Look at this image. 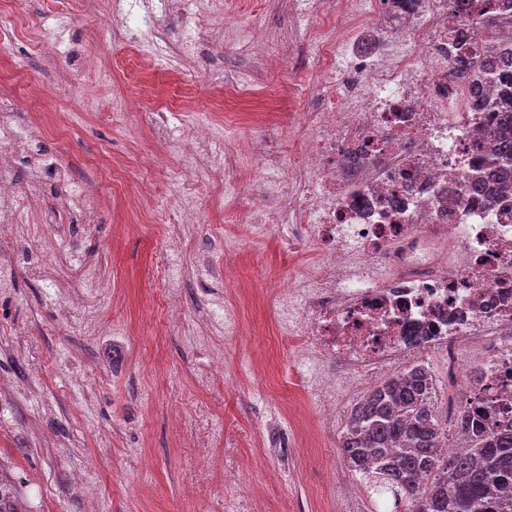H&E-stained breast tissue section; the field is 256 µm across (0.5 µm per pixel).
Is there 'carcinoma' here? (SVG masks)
<instances>
[{
	"label": "carcinoma",
	"mask_w": 512,
	"mask_h": 512,
	"mask_svg": "<svg viewBox=\"0 0 512 512\" xmlns=\"http://www.w3.org/2000/svg\"><path fill=\"white\" fill-rule=\"evenodd\" d=\"M512 39L509 22L490 4L480 8L473 34L450 42L451 74L483 96L482 57ZM501 69L502 92L492 108L493 150L485 175L467 191L485 200L512 181V76ZM433 383L424 365L383 381L351 410L342 439L349 467L388 493L406 512H512V430L486 431L468 407L456 422L465 436L461 452L441 457L445 435L432 402Z\"/></svg>",
	"instance_id": "1"
}]
</instances>
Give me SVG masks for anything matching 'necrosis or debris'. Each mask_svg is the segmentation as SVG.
Here are the masks:
<instances>
[{"label": "necrosis or debris", "instance_id": "4bbe7bcc", "mask_svg": "<svg viewBox=\"0 0 512 512\" xmlns=\"http://www.w3.org/2000/svg\"><path fill=\"white\" fill-rule=\"evenodd\" d=\"M178 11L182 33L170 43L165 18ZM295 21L318 18L345 34L310 45L330 77L319 109L295 110L310 136L289 161L300 189L268 181L262 210L234 207L235 221L265 235L271 224H296L323 261L311 279L283 280L278 295L286 335L298 358L318 363L304 394L329 405L337 386L396 369L415 353L444 360L448 379L465 383L468 407L486 430L512 428V187L494 202L466 188L492 148L479 132L499 94L485 84L475 109L467 84L450 75L448 0H289ZM382 16L390 39L360 53L349 40ZM149 22L153 47L143 63L168 54L180 75L202 45L218 47L192 0L112 4V27ZM30 101L0 85V223L29 221L32 189L15 182L10 154L25 133L13 114ZM224 138L206 119L175 135L172 152L205 183L224 176Z\"/></svg>", "mask_w": 512, "mask_h": 512}]
</instances>
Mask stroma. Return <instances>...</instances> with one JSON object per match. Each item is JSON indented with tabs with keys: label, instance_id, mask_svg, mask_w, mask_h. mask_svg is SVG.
Returning a JSON list of instances; mask_svg holds the SVG:
<instances>
[{
	"label": "stroma",
	"instance_id": "obj_1",
	"mask_svg": "<svg viewBox=\"0 0 512 512\" xmlns=\"http://www.w3.org/2000/svg\"><path fill=\"white\" fill-rule=\"evenodd\" d=\"M222 2L255 27V48L225 40L221 55L189 71L191 113L181 109L173 76L152 73L151 100L130 123L112 112L113 99L137 82L139 61L127 38L112 34L84 0H24L20 7L0 0V20L12 26L0 45V83L21 93L33 84L44 89L14 121L24 127L33 115L46 118L15 159L17 183L36 186L40 211L33 223L0 230V262L13 272L11 291L0 294V377L11 383L0 392V420L10 427L0 435V475L13 487L18 512H85L78 473L90 454L98 461L100 512H250L257 490L263 512H393L377 506L370 488L342 492L362 479L341 448L358 396L338 392L332 417L311 403L306 418H288L310 367L277 333L276 291L284 278L316 270V245L293 224L251 236L248 226L228 223L222 183L201 184L174 158L155 164L169 146L157 132V113L174 130L194 113L217 114L242 177L239 203L264 208L263 171L238 144L258 141L287 164L304 137L293 109L318 105L326 72L281 0ZM56 24L66 28L63 43L40 42V30ZM288 55L295 65L282 64ZM95 58L111 62V84L100 83ZM215 87L229 91L223 105L215 103ZM146 177L154 193L135 221L108 197L133 193ZM75 185L89 209L57 220ZM182 195L196 197L203 214L199 232L185 236L175 233ZM55 222L61 232L51 256L36 265L29 246ZM229 247L241 258L233 280L224 277ZM174 260L187 273L176 291L182 320L170 324L164 286ZM201 264L209 275H195ZM87 266L115 277L117 296L92 291ZM219 296L238 307L236 334L221 326ZM75 297L103 316L104 335L69 336L60 310ZM189 332L199 343L187 342ZM215 354L230 370L205 376ZM82 372L96 375L94 388L74 384ZM173 404L188 415L177 429L168 418Z\"/></svg>",
	"mask_w": 512,
	"mask_h": 512
}]
</instances>
